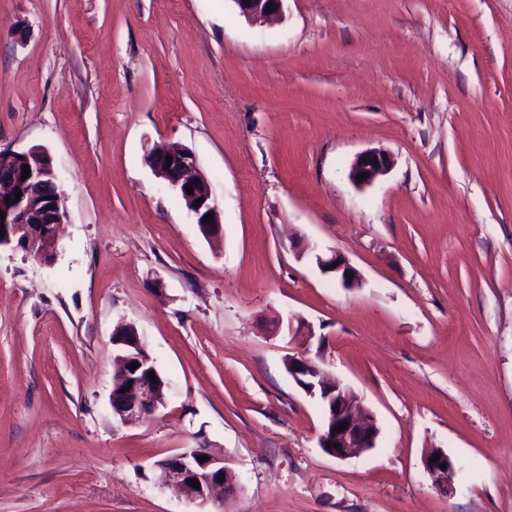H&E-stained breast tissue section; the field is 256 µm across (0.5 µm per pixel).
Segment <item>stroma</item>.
<instances>
[{"instance_id": "obj_1", "label": "stroma", "mask_w": 512, "mask_h": 512, "mask_svg": "<svg viewBox=\"0 0 512 512\" xmlns=\"http://www.w3.org/2000/svg\"><path fill=\"white\" fill-rule=\"evenodd\" d=\"M156 143L195 154L221 234ZM34 146L69 221L53 261L0 247V512H212L154 467L202 440L224 512H512V0H285L261 24L233 0H0V149ZM378 149L392 169L357 186ZM332 250L356 286L318 269ZM121 324L166 382L139 425L109 405ZM293 356L361 399L375 448L322 450ZM146 157L155 174L179 195L185 207L187 202L194 224H203L206 236H216L220 224L218 209L194 153L184 147H153L147 150ZM167 157H171L170 166H167ZM185 186L192 187L193 193H187ZM198 199L201 202L195 207ZM207 214L212 216L210 222H204ZM376 158L378 166L370 163V160ZM391 156L383 150H369L356 156L350 170V177L357 185H371L379 176L384 175L392 166ZM362 173H368L367 179L362 183H357V176ZM436 453L440 454V459L431 462V459ZM446 464V469L442 470L441 465ZM452 461L448 455L441 449H433L429 451L424 457V467L427 473L431 476L433 482L442 489L445 493L452 490L449 476L453 470Z\"/></svg>"}]
</instances>
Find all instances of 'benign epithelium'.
Wrapping results in <instances>:
<instances>
[{
	"label": "benign epithelium",
	"mask_w": 512,
	"mask_h": 512,
	"mask_svg": "<svg viewBox=\"0 0 512 512\" xmlns=\"http://www.w3.org/2000/svg\"><path fill=\"white\" fill-rule=\"evenodd\" d=\"M233 2L242 16L262 23L281 13L284 0ZM270 5L274 10H267ZM45 157L46 152L38 147L0 151V211L5 213V219H0L5 228L4 235H0V246L13 244L44 262L48 257L56 256L59 246L57 230L68 217L57 174L52 163L44 162ZM146 157L155 174L185 199L191 218L195 223L204 225L205 235H217L220 224L218 209L194 153L184 147H153L147 150ZM373 158L378 164L371 163ZM392 164L391 156L383 150L365 151L353 161L350 177L355 182L358 175L365 173L367 179L362 181V185L368 186L385 174ZM25 165L29 166L30 176L24 180L22 172ZM188 187L192 192L186 191ZM17 190L22 193L20 200L7 203L6 198H15ZM197 200L200 201L198 205L195 204ZM208 214L212 219L206 222L204 217ZM315 260L321 270L334 275L343 287L356 285V270L341 254L335 251L327 257L317 254ZM115 335L121 337V344L130 353L118 357L114 390L110 394L112 413L123 423H144L166 403L165 393L149 376L151 372L156 376L159 372L149 354H132L136 349H143L133 326H121ZM133 362L138 363V367L131 370L129 366ZM288 371L299 385L304 378L313 381L312 385L304 387V391L332 404L333 413L324 423L319 437L320 447L327 454L346 459L376 447L379 427L374 415L347 388L337 381L325 380L319 367L303 357L289 359ZM344 422L348 423L347 429L338 430ZM329 442L332 443L330 447L327 446ZM437 453L440 459L434 462L432 458ZM202 456L207 460L200 461ZM443 464L446 465L444 470L441 469ZM156 467L161 470L164 485L192 502L205 504L217 490L227 495L235 490L232 474L224 465V454L205 441L158 460ZM424 467L436 486L446 493L451 492L449 476L453 466L443 450L429 451L424 457ZM195 479L200 485L198 489L190 485Z\"/></svg>",
	"instance_id": "benign-epithelium-1"
}]
</instances>
